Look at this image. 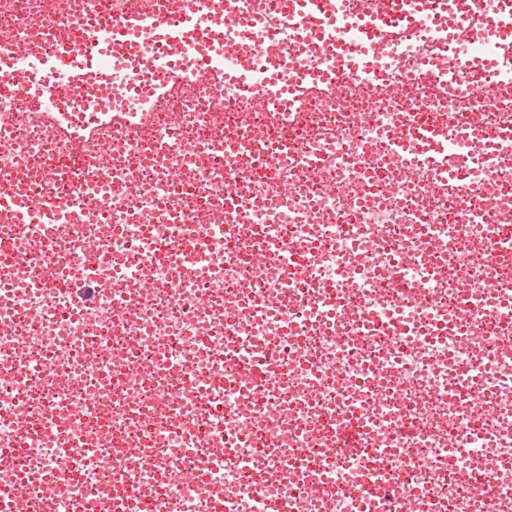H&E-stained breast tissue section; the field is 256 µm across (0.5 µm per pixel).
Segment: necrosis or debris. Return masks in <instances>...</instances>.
I'll list each match as a JSON object with an SVG mask.
<instances>
[{"label":"necrosis or debris","instance_id":"obj_1","mask_svg":"<svg viewBox=\"0 0 512 512\" xmlns=\"http://www.w3.org/2000/svg\"><path fill=\"white\" fill-rule=\"evenodd\" d=\"M231 2L262 35L213 41L212 75L188 47L165 84H117L94 137L0 98V190L29 217L0 212V449L22 451L0 489L26 512H210L218 490L223 512H512V82L481 72L487 105L447 80L469 35L417 2L416 39L313 44L325 79L298 83L276 0ZM177 6L0 0V48L46 45L65 8L80 36ZM417 123L445 132L401 145Z\"/></svg>","mask_w":512,"mask_h":512}]
</instances>
